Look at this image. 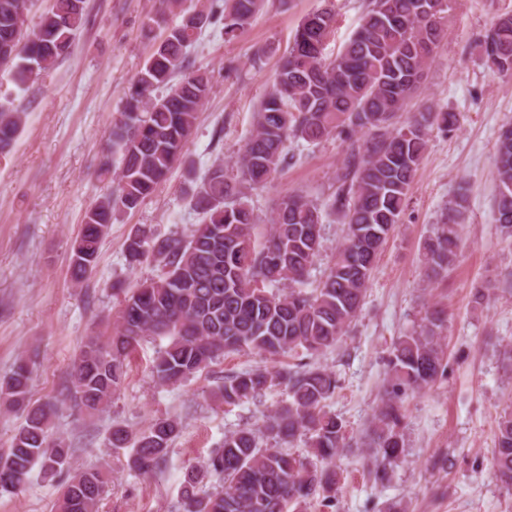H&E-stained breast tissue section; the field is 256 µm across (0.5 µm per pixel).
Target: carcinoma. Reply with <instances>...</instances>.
<instances>
[{"instance_id":"1","label":"carcinoma","mask_w":512,"mask_h":512,"mask_svg":"<svg viewBox=\"0 0 512 512\" xmlns=\"http://www.w3.org/2000/svg\"><path fill=\"white\" fill-rule=\"evenodd\" d=\"M440 2L368 0L359 27L333 58L326 57L325 44L336 24L335 7L325 5L303 17L237 156L238 179L226 177L222 162L210 167L191 196L201 222L184 238L156 236L144 225L129 233L128 264L152 260L157 275L131 288L113 285L124 294L122 308L107 341L89 337L74 363L66 395L74 407L90 416L104 411L125 380L129 350L145 337L167 340L153 364L165 385L187 380L229 352L273 359L293 351L311 358L340 342L400 221L430 129L448 133L458 122L455 113L436 105L409 113L399 126L393 123L423 83L444 37L448 9L438 10ZM27 6L28 0H0V71L18 86L67 56L88 21L85 0H55L25 37ZM262 6L263 0H223L188 10L147 58L109 132L112 154L99 168V177L108 181L106 192L86 212L71 247L75 284L93 273L115 213L139 206L184 156L211 90L207 73L186 69L187 48L210 26L236 37ZM482 50L491 70L512 75V14L495 18ZM160 89L164 93L156 94ZM23 123V113L0 107L1 155L10 152ZM333 136L347 147L329 208L342 213L346 234L329 271L307 289L322 247L323 210L299 194L283 197L260 242L243 188L264 184L281 170L289 143ZM495 156L496 221L512 235V128L499 136ZM466 204V195L458 194L424 242L427 278L442 276L453 265ZM278 283L288 284V292L270 290ZM442 328V310L433 306L420 330L400 337L389 355L381 404L363 442L384 465L404 453L402 396L424 389L445 371ZM29 379L21 363L0 384V405L26 412L0 454V493L7 492V483L19 488L38 464L45 475L61 477L56 512H96L107 485L103 468L71 470L74 449L51 438L53 408L30 404ZM276 382L288 388V401L267 415L262 427L224 435L200 467L185 473L182 512H306L309 499L320 495L329 503L335 497L336 456L345 430L325 410L337 387L334 372L302 362L291 369L257 367L224 376L218 391L224 404L234 406ZM178 433L176 420L159 418L135 435L113 427L110 443L132 447L130 467L149 475ZM266 434L283 444L309 436L321 466L309 467L281 447H260ZM493 469L512 488V412L499 422ZM206 476L217 485L202 495L198 485ZM258 503L263 509L255 508Z\"/></svg>"}]
</instances>
